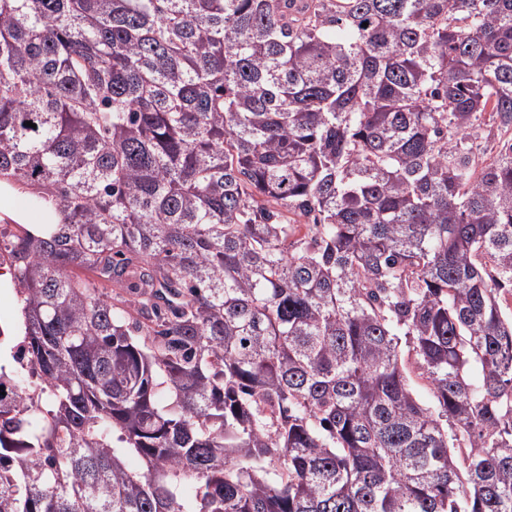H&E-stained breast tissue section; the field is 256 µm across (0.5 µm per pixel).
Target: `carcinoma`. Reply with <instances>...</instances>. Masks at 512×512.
<instances>
[{"label": "carcinoma", "mask_w": 512, "mask_h": 512, "mask_svg": "<svg viewBox=\"0 0 512 512\" xmlns=\"http://www.w3.org/2000/svg\"><path fill=\"white\" fill-rule=\"evenodd\" d=\"M511 132L512 0H0V512H512ZM41 211L38 200L32 194H24L14 190L4 197L3 190L2 193L0 192L1 221L4 220V222H8L11 225L17 224L18 222L14 217L19 213L26 214L30 221H34L38 218Z\"/></svg>", "instance_id": "carcinoma-1"}]
</instances>
